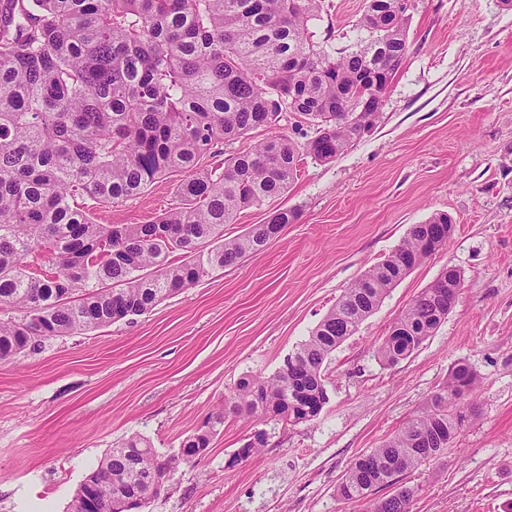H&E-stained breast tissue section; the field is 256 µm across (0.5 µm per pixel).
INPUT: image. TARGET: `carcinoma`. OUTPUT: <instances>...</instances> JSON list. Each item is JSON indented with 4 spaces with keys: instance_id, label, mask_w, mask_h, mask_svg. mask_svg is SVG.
<instances>
[{
    "instance_id": "1",
    "label": "carcinoma",
    "mask_w": 512,
    "mask_h": 512,
    "mask_svg": "<svg viewBox=\"0 0 512 512\" xmlns=\"http://www.w3.org/2000/svg\"><path fill=\"white\" fill-rule=\"evenodd\" d=\"M324 0H0V361L38 350L27 337L92 332L141 316L210 272L237 263L294 220L270 213L224 237L244 210L288 191L304 155L331 162L380 120L356 123L361 98L384 97L407 51L400 0H365L356 36L313 40ZM294 112L316 126L304 142L274 132ZM271 135L222 163L213 148ZM178 177L176 207L144 224H103L85 207L140 195ZM453 224L436 214L414 224L384 261L346 288L308 340L269 377L239 380L224 406L296 425L329 401L323 366L390 288L448 244ZM446 271L397 316L377 349L386 364L417 349L448 315ZM477 375L457 364L428 407L377 448L358 456L336 486L367 512H410L403 476L446 448L473 410ZM197 447L209 449L224 413L208 418ZM172 468L134 433L80 484L70 512L95 500L123 512L119 494ZM398 486L400 492L376 496Z\"/></svg>"
}]
</instances>
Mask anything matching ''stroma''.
<instances>
[{
  "label": "stroma",
  "instance_id": "35a3bbf8",
  "mask_svg": "<svg viewBox=\"0 0 512 512\" xmlns=\"http://www.w3.org/2000/svg\"><path fill=\"white\" fill-rule=\"evenodd\" d=\"M313 27L350 44L364 0H327ZM160 179L94 205L106 224H141L175 206ZM279 208L297 218L260 252L164 298L151 313L46 339L0 361V512H66L80 483L128 434L172 460L168 490L144 512H365L336 485L459 363L479 376L474 417L440 457L403 479L410 512L512 506V9L502 0H412L408 51L376 126L334 161L305 158L288 192L243 211L242 235ZM445 213L447 246L410 271L325 363L329 401L288 425L226 414L209 451L183 440L242 376H270L343 290L382 262L411 225ZM448 266L463 288L436 331L392 365L376 356L395 318ZM262 437L258 456L235 463Z\"/></svg>",
  "mask_w": 512,
  "mask_h": 512
}]
</instances>
